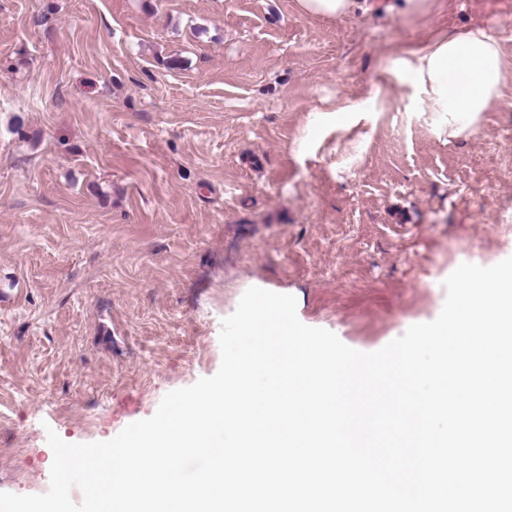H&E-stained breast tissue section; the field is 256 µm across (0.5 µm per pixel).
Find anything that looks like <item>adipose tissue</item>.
Here are the masks:
<instances>
[{"mask_svg":"<svg viewBox=\"0 0 512 512\" xmlns=\"http://www.w3.org/2000/svg\"><path fill=\"white\" fill-rule=\"evenodd\" d=\"M399 62L421 102L447 113L454 137L475 132L480 114L501 102L512 74L497 39L483 28L437 36L403 50Z\"/></svg>","mask_w":512,"mask_h":512,"instance_id":"ef3b65f1","label":"adipose tissue"}]
</instances>
